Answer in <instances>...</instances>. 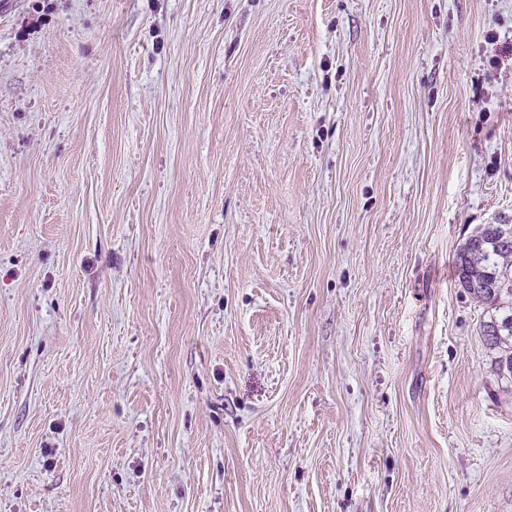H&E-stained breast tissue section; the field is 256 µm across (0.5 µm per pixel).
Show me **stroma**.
I'll list each match as a JSON object with an SVG mask.
<instances>
[{
	"mask_svg": "<svg viewBox=\"0 0 512 512\" xmlns=\"http://www.w3.org/2000/svg\"><path fill=\"white\" fill-rule=\"evenodd\" d=\"M500 215L512 0H0V512H512ZM494 233L505 234L510 242L502 246L483 244ZM454 267L458 286L496 312L483 324L482 334L487 345L498 351L496 363L501 379L512 384V225H482L459 249ZM482 280L494 288L482 287L478 283Z\"/></svg>",
	"mask_w": 512,
	"mask_h": 512,
	"instance_id": "35a3bbf8",
	"label": "stroma"
}]
</instances>
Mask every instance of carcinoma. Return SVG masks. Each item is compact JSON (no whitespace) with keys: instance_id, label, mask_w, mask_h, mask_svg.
<instances>
[{"instance_id":"cac0c4a2","label":"carcinoma","mask_w":512,"mask_h":512,"mask_svg":"<svg viewBox=\"0 0 512 512\" xmlns=\"http://www.w3.org/2000/svg\"><path fill=\"white\" fill-rule=\"evenodd\" d=\"M454 267L458 286L495 311L482 334L498 351L501 379L512 384V225H482L459 249Z\"/></svg>"}]
</instances>
